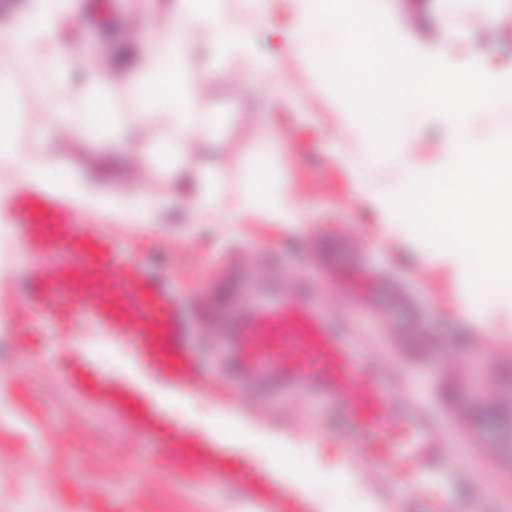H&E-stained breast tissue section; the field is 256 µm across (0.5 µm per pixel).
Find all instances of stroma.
Segmentation results:
<instances>
[{
	"label": "stroma",
	"mask_w": 512,
	"mask_h": 512,
	"mask_svg": "<svg viewBox=\"0 0 512 512\" xmlns=\"http://www.w3.org/2000/svg\"><path fill=\"white\" fill-rule=\"evenodd\" d=\"M388 4L413 38L425 27L453 24L443 0ZM81 5L84 26L72 50L101 41L113 60L127 63L171 23L175 0ZM298 12V0H279L254 29V50L277 55ZM181 64L199 80L202 111L224 115L223 144L210 153L196 151V159L223 164L225 184L235 187L262 123L274 120L289 149L270 152L269 169L296 199L304 224L296 231L268 223L258 212L182 224L173 182L155 187L166 211L164 223L152 228L119 216L105 221L82 208L66 243L49 248L43 243L48 225L7 217L9 234L0 237V327L9 329L0 335V375L9 379L0 398V512L242 510L240 497L226 490L220 476L190 477L163 464L156 442L94 395L92 369L79 361L64 369L43 355L48 345L61 344L65 329L55 303L42 299L40 280L57 269L79 275L87 255L110 258L116 240L181 310L186 344L203 368L201 396L166 399L168 415L239 449L263 447L264 436L284 432L297 446L316 442L339 450V432L320 398L302 392L269 397L257 385L242 390L224 382V305L237 299L238 283L259 291L275 279L288 291L303 279L309 294L335 315L360 319L381 366L400 378L397 399L417 398L437 416L443 453L469 477L448 512H477L474 482L483 488L487 512H512V287L488 285L485 318L471 320L460 303L463 271L413 240V218L393 236L382 234L374 198L398 190L397 168L390 161L369 166L368 193L351 177L339 151L362 159L369 149L306 53L290 55L269 79L254 77L233 58L225 61L222 77H213L192 51ZM13 93L20 114L15 142L40 152L54 130L38 114L44 101L63 98L61 84L32 81L19 66ZM67 150L89 171L103 173L114 197L149 181L145 174L133 177L130 161L89 157L81 140H69ZM228 409L239 423L229 434ZM464 430L483 440L484 452L460 442Z\"/></svg>",
	"instance_id": "1"
}]
</instances>
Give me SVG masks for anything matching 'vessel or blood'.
Masks as SVG:
<instances>
[{"mask_svg":"<svg viewBox=\"0 0 512 512\" xmlns=\"http://www.w3.org/2000/svg\"><path fill=\"white\" fill-rule=\"evenodd\" d=\"M18 204L35 208L40 224L64 225L74 218L65 201L39 188L20 196ZM86 271L97 280L98 291L58 274L42 283L53 296L80 299L83 311L73 331L86 322L99 323L101 310H110L106 334L139 376L176 397L194 399L199 368L180 342L183 330L167 295L143 278L118 246L111 263L90 258ZM224 334V368L233 381L258 379L274 394L308 389L328 398V413L343 431L341 461H359L371 472V494L380 512H390L395 490L405 486L423 492L426 512H448V498L466 475L438 454L437 421L418 403L396 401L399 380L377 369L372 339L362 334L357 320L335 319L304 292H284L273 281L235 310ZM372 370L377 378L371 383L366 375ZM94 393L130 425L154 435L163 459L184 473L222 475L225 487L243 493L261 512H319L294 481L250 457L229 461L206 434L160 419L114 376L99 373Z\"/></svg>","mask_w":512,"mask_h":512,"instance_id":"1","label":"vessel or blood"}]
</instances>
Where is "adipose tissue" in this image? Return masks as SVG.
<instances>
[{
  "mask_svg": "<svg viewBox=\"0 0 512 512\" xmlns=\"http://www.w3.org/2000/svg\"><path fill=\"white\" fill-rule=\"evenodd\" d=\"M273 2L238 0L239 13L234 16L225 13L224 0H178L171 24L156 34L152 48L142 54L138 77L128 86L138 110L116 112L97 90L106 76L100 52L77 54L69 46V34L83 24L77 0H29L22 14L0 26V44L10 48L9 55L0 58V197L10 193L18 177L78 197L86 207L105 214L119 209L134 223L149 226L162 209L154 184L169 182L180 171L193 183L192 192L183 198L185 223H197L224 209L240 214L260 210L270 223L301 224L296 200L287 190L272 189L263 166L270 149L280 142L275 132L265 133L248 176L230 196L224 193L223 168L200 165L186 151L189 138H224L223 113L201 112L196 79L180 64L191 47L189 34L209 32L212 73H221L228 57L243 59L255 73H267L270 60L250 48L251 24L268 15ZM319 28L331 33L333 40L313 57L317 74L326 85L344 92L347 115L369 145L372 161L395 160L401 174L398 191L376 200L381 223L392 230L401 214L412 215L416 240L462 266L463 306L473 319H482L486 285L512 284V129L498 132L489 141L476 140L469 133V118L488 103L490 92L512 93V73L493 74L476 60L462 65L417 50L384 0H301L299 20L285 38L282 55L303 50ZM367 60L379 69L404 71L403 82L389 94H377L371 86L352 94L353 74ZM20 64L37 80L56 75L64 80L65 93L89 101V108L78 114L72 126L88 153L98 156L119 150L144 161L151 185L114 200L103 180H91L72 163L61 138L43 144L44 152L54 157L50 167L40 157L17 149L12 132L19 115L10 86L13 69ZM407 102L420 107L415 115L417 127L437 121L446 129V139L437 145L440 165L414 162L418 142L399 124L400 109ZM158 120L169 129V137L153 134ZM291 448L283 434L268 440L262 457L305 490L323 479L350 483L342 465H326L313 443L302 446L306 467L294 472Z\"/></svg>",
  "mask_w": 512,
  "mask_h": 512,
  "instance_id": "obj_1",
  "label": "adipose tissue"
}]
</instances>
